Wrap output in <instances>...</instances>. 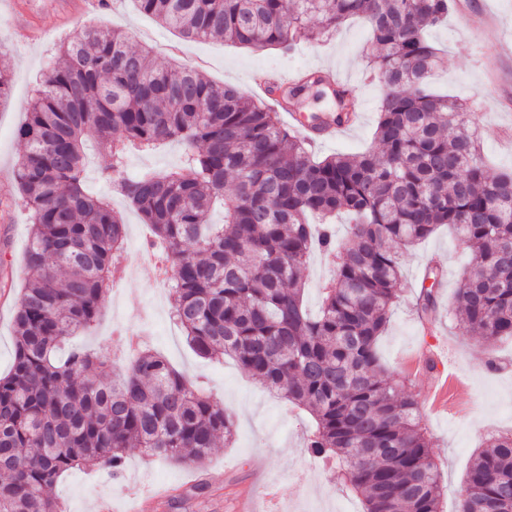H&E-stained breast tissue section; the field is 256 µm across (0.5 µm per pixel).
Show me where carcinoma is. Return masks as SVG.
<instances>
[{"label": "carcinoma", "mask_w": 512, "mask_h": 512, "mask_svg": "<svg viewBox=\"0 0 512 512\" xmlns=\"http://www.w3.org/2000/svg\"><path fill=\"white\" fill-rule=\"evenodd\" d=\"M186 41L222 38L258 50L322 39L354 17L370 26L381 73L374 149L316 159L277 111L187 66L160 68L111 28L63 40L18 130L16 164L29 212L25 285L13 316L10 371L0 376V512H63L52 489L75 468L117 476L129 449L202 470L234 420L164 357L144 350L112 378L105 353L70 337L98 319L126 224L83 181L92 129L114 192L165 244L171 314L197 354L232 356L315 421L310 456L364 512H441L442 475L413 391L382 363L403 281L402 254L440 226L473 255L455 315L491 345L512 338V171L489 173L474 119L432 89L425 32L452 0H137ZM182 143L176 169L124 172L129 150ZM234 189L224 193L225 177ZM224 208V222L210 215ZM352 216L350 240L327 224ZM332 259L320 313L303 305L313 250ZM460 512H512V434L493 436L466 475Z\"/></svg>", "instance_id": "obj_1"}]
</instances>
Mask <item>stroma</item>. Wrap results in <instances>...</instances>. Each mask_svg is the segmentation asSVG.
<instances>
[{
	"instance_id": "35a3bbf8",
	"label": "stroma",
	"mask_w": 512,
	"mask_h": 512,
	"mask_svg": "<svg viewBox=\"0 0 512 512\" xmlns=\"http://www.w3.org/2000/svg\"><path fill=\"white\" fill-rule=\"evenodd\" d=\"M72 0H0V54L11 67L8 96L0 101V374H7L13 352L12 316L25 283L22 259L29 222L21 205L15 163L23 145L17 130L26 119L32 88L54 47L88 27L122 30L132 46L153 49L158 65L186 64L209 80L249 92L254 74L275 69L294 73L331 68L358 87L365 120L354 131L337 134L316 151L355 154L370 148L377 123L380 80L366 66L363 49L369 39L367 24L346 23L336 35L301 43L292 54L275 50L239 48L221 40L187 42L172 29L141 13L134 0H109L72 13ZM463 13H451L447 22L428 32L440 54L433 77L436 88L466 100L478 123L484 153L493 171L512 169V144L499 139L501 126H512V82L498 96L482 89L490 63L487 47L498 39L512 41V0H496L500 23L496 32L473 36L468 13L482 0H464ZM472 260L456 233L440 227L403 255V297L391 312L388 328L378 342L384 363L407 374V361L423 348L435 351L464 379L467 414L422 411L443 473V512H456L466 473L475 454L485 449L492 434L512 432V340L482 345L478 335L449 318L448 306ZM441 269L439 313L433 335L422 333L416 313L419 285L428 267ZM100 321L79 341L104 347L129 359L113 323L128 310L141 311L137 330L145 343L163 354L176 368L188 369L199 383L223 403L235 421L231 444H217L202 472L158 461L140 449L127 453L121 478L104 471L72 470L57 482L54 494L64 512H98L100 505L114 512H132L137 497L132 489L145 484L164 497L146 512H238L256 481L276 483L280 512H363L360 499L336 486L322 463L304 453L303 440L312 419L307 411L289 406L270 394L232 359L217 363L194 353L181 329L168 318L170 293L155 278L150 263H142L128 280L112 285ZM203 479L207 487L190 499L176 498L177 489Z\"/></svg>"
}]
</instances>
